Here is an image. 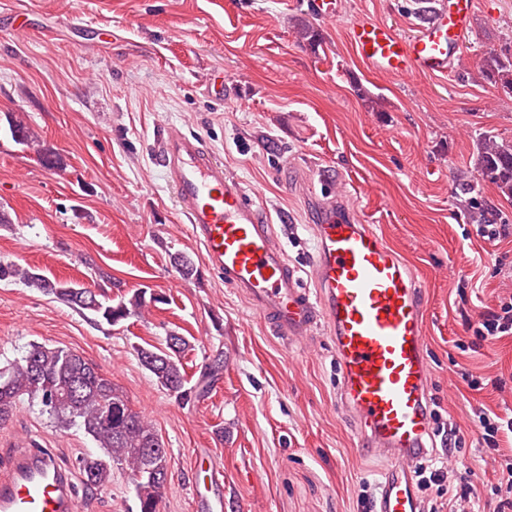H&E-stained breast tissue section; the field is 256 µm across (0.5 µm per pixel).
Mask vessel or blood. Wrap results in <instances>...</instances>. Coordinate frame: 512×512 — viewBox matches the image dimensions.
<instances>
[{"label":"vessel or blood","instance_id":"1","mask_svg":"<svg viewBox=\"0 0 512 512\" xmlns=\"http://www.w3.org/2000/svg\"><path fill=\"white\" fill-rule=\"evenodd\" d=\"M474 8L475 0H439L408 38L362 17L347 39L373 70L444 75L472 29ZM154 154L184 223L225 284L278 335L296 339L327 326L340 403L357 417L360 451L387 459L372 512H422L415 467L434 445L430 368L425 298L407 264L355 211L326 200L317 203L312 226L318 289L310 291L278 246L259 190L226 174L201 138L169 128L157 137ZM77 510L78 492L47 449L25 448L0 467V512Z\"/></svg>","mask_w":512,"mask_h":512}]
</instances>
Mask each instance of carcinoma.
<instances>
[{
  "label": "carcinoma",
  "mask_w": 512,
  "mask_h": 512,
  "mask_svg": "<svg viewBox=\"0 0 512 512\" xmlns=\"http://www.w3.org/2000/svg\"><path fill=\"white\" fill-rule=\"evenodd\" d=\"M509 72H512V42L498 51L488 52L481 60L480 75L489 83H498ZM9 125L14 142L37 149L43 166L52 170L61 167L60 157L40 146L38 134L27 124L12 116ZM475 166L479 181L494 184L502 193L512 196V145L499 143L492 135H481ZM466 190L472 194L470 203L479 207L484 223H496L495 211L476 197L480 192L478 184H468ZM14 280L111 326L144 304L140 293L128 300L122 297L114 304L103 290L96 300H87L83 286L52 280L32 269L0 261V281ZM187 346V340L179 336L173 347L138 350L142 366L156 378L158 385L181 399L193 393L185 388L187 379L181 362ZM26 398L38 401L58 422L83 429L100 449V453L86 454L78 460L86 485L93 488L111 485L112 464H124L137 477L135 491L140 512H157L167 480L154 476L156 461L147 449L153 446L158 434L143 415L132 409L125 393L95 364L71 349L32 344L20 359L0 369V407H7L0 420L9 418Z\"/></svg>",
  "instance_id": "carcinoma-1"
}]
</instances>
